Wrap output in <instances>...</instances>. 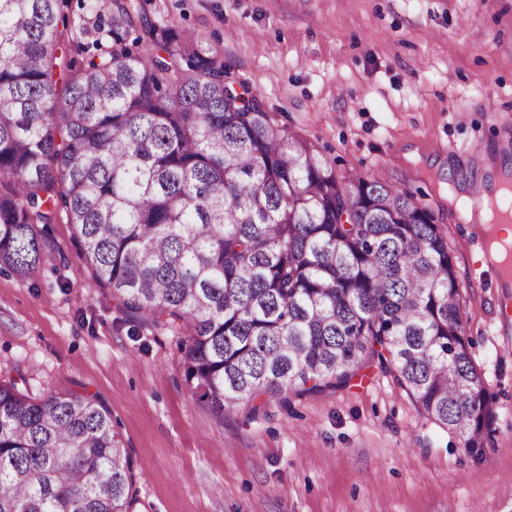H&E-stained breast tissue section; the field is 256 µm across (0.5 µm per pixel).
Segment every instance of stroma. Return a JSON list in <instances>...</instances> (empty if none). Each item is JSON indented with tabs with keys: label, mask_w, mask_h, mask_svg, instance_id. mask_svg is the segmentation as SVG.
<instances>
[{
	"label": "stroma",
	"mask_w": 512,
	"mask_h": 512,
	"mask_svg": "<svg viewBox=\"0 0 512 512\" xmlns=\"http://www.w3.org/2000/svg\"><path fill=\"white\" fill-rule=\"evenodd\" d=\"M224 56L333 168L413 193L448 241L496 417L480 453L377 367L350 385L217 416L178 339L131 320L58 219L33 277L0 274V372L89 393L133 463V512H512V294L440 195L512 162V0H132ZM413 149L419 163L404 161Z\"/></svg>",
	"instance_id": "stroma-1"
}]
</instances>
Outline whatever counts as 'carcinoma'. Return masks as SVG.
<instances>
[{
  "mask_svg": "<svg viewBox=\"0 0 512 512\" xmlns=\"http://www.w3.org/2000/svg\"><path fill=\"white\" fill-rule=\"evenodd\" d=\"M0 0V270L35 274L65 213L128 315L179 336L187 387L254 417L376 365L485 447L495 412L431 212L340 174L236 89L224 56L128 0ZM88 53L76 71L65 34ZM109 411L0 380V512H131Z\"/></svg>",
  "mask_w": 512,
  "mask_h": 512,
  "instance_id": "obj_1",
  "label": "carcinoma"
}]
</instances>
